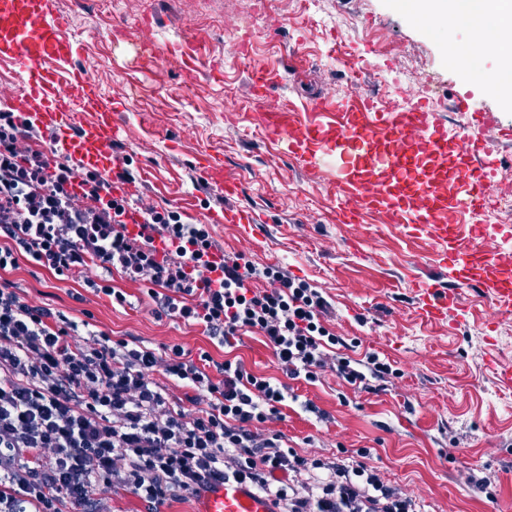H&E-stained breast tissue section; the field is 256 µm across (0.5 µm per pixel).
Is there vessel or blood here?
Masks as SVG:
<instances>
[{
	"mask_svg": "<svg viewBox=\"0 0 512 512\" xmlns=\"http://www.w3.org/2000/svg\"><path fill=\"white\" fill-rule=\"evenodd\" d=\"M75 46L65 35V23L47 10L43 0H0V59L22 70L25 89L13 96L11 109L32 119L44 133L56 137L63 153L80 170H95L107 180L103 200L129 192L118 180L113 156L117 124L112 103L96 87L82 66L60 75L55 64L72 58ZM454 111L471 116L475 132L452 136L445 123L424 104L406 110L380 111L368 99L341 105L340 120L326 124H293L280 109L268 110L260 125L267 138L288 140L297 162L310 164L317 154L336 157L342 174L334 187L341 223H358L362 212H378L388 223L427 231L449 254H464L455 285L442 288L422 283V309L434 320L460 310L463 289L479 286L489 291L496 311H512V266H499L491 277L478 265L490 251L459 249L462 221L479 214L485 189L497 162L482 154V132L495 129L487 110L475 107L469 93L453 97ZM90 121L77 120V112ZM203 179L228 197L239 187L215 162L202 164ZM196 512H276L271 499L249 485L227 480L205 492Z\"/></svg>",
	"mask_w": 512,
	"mask_h": 512,
	"instance_id": "b4317fda",
	"label": "vessel or blood"
}]
</instances>
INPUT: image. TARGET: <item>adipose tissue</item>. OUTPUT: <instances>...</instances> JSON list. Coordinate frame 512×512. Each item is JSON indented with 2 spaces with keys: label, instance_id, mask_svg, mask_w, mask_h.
<instances>
[{
  "label": "adipose tissue",
  "instance_id": "ef3b65f1",
  "mask_svg": "<svg viewBox=\"0 0 512 512\" xmlns=\"http://www.w3.org/2000/svg\"><path fill=\"white\" fill-rule=\"evenodd\" d=\"M419 6L441 13L452 28L465 25L473 32L492 30L488 42L474 46L475 51L493 53L501 61L487 84L498 88L512 83V0H420Z\"/></svg>",
  "mask_w": 512,
  "mask_h": 512
}]
</instances>
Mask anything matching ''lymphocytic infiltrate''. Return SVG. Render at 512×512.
<instances>
[{
    "mask_svg": "<svg viewBox=\"0 0 512 512\" xmlns=\"http://www.w3.org/2000/svg\"><path fill=\"white\" fill-rule=\"evenodd\" d=\"M33 136L0 111V512H104L101 497L117 486L158 512L228 478L263 491L278 512H420L364 461L301 454L269 428L283 417L287 380L313 383L331 370L366 389L400 375L379 354H343L319 289L221 252L208 225L179 211L102 201L99 174H85L88 190L75 199L73 165L32 149ZM135 206L144 217L137 231L121 220ZM23 260L60 280L94 265L117 271L147 285L157 316L203 326L222 346L258 334L285 378L229 359L210 373L209 353L193 361L175 345L162 358L90 330L19 295L3 273ZM156 367L193 390L194 409L151 380Z\"/></svg>",
    "mask_w": 512,
    "mask_h": 512,
    "instance_id": "1",
    "label": "lymphocytic infiltrate"
}]
</instances>
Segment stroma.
<instances>
[{
	"instance_id": "obj_1",
	"label": "stroma",
	"mask_w": 512,
	"mask_h": 512,
	"mask_svg": "<svg viewBox=\"0 0 512 512\" xmlns=\"http://www.w3.org/2000/svg\"><path fill=\"white\" fill-rule=\"evenodd\" d=\"M68 24L77 53L60 63L92 64L100 92L115 108V150L135 176L144 203L178 208L208 224L228 252L257 266L276 265L322 289L328 326L352 343L351 357L375 352L403 376L377 394L324 372L291 381L295 401L272 430L300 453L326 461L339 449L366 458L389 486L415 497L422 512H512V315L496 314L483 288L465 291L461 310L436 321L421 311L419 282L453 286L449 262L426 234L384 223L377 214L343 224L331 191L334 157L299 168L286 143L267 140L257 115L288 104L311 120L312 100L370 92L377 109L417 102L438 78L429 102L452 135L471 131L451 99L471 93L499 127L512 128V100L490 90L492 55H470L466 27L415 12L403 0H49ZM160 53L141 50L142 37ZM262 64L272 84L253 96L249 73ZM395 75L394 83L384 72ZM222 160L239 192L224 198L198 162ZM249 211V224L224 221L225 206ZM20 294L69 315L90 312L94 330L190 358L241 359L256 374L281 377L261 336L212 343L201 327L157 319L147 287L113 277L130 305L112 304L83 279L60 280L27 263L8 271ZM492 484L481 488L478 478Z\"/></svg>"
}]
</instances>
